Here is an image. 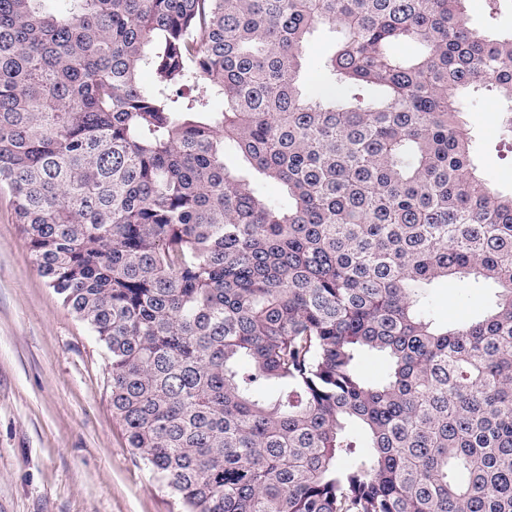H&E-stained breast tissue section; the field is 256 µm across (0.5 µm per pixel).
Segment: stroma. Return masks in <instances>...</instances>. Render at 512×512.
<instances>
[{"instance_id":"obj_1","label":"stroma","mask_w":512,"mask_h":512,"mask_svg":"<svg viewBox=\"0 0 512 512\" xmlns=\"http://www.w3.org/2000/svg\"><path fill=\"white\" fill-rule=\"evenodd\" d=\"M469 25L512 31V0H465ZM341 34L309 36L302 74L312 78ZM466 120L481 170L512 190V138L505 103L472 92ZM491 295L459 281L432 288L442 321L478 316ZM0 512H180V505L127 445L112 414L107 356L88 327L39 274L8 193H0Z\"/></svg>"}]
</instances>
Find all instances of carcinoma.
<instances>
[{"instance_id":"cac0c4a2","label":"carcinoma","mask_w":512,"mask_h":512,"mask_svg":"<svg viewBox=\"0 0 512 512\" xmlns=\"http://www.w3.org/2000/svg\"><path fill=\"white\" fill-rule=\"evenodd\" d=\"M463 2L0 0V185L183 512H512V192L458 107L512 102V33ZM340 37L339 29L328 26H319L310 34L302 60V74L307 85L332 53ZM433 308L444 322L459 323L478 316L492 294L459 281H441L431 288Z\"/></svg>"}]
</instances>
